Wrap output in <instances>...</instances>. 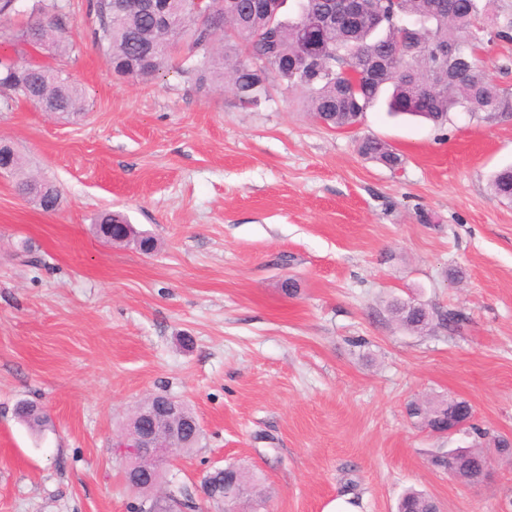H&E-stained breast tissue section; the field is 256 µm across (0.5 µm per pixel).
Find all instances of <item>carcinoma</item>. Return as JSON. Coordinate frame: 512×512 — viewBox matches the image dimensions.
I'll return each mask as SVG.
<instances>
[{"label":"carcinoma","mask_w":512,"mask_h":512,"mask_svg":"<svg viewBox=\"0 0 512 512\" xmlns=\"http://www.w3.org/2000/svg\"><path fill=\"white\" fill-rule=\"evenodd\" d=\"M295 18L283 20L258 8V0H207L197 11L177 0L167 24L147 11L144 0H89V14L95 17L93 44L109 60L119 77L148 82L171 66L174 53L187 45L189 54L201 57L196 69L199 86L227 84L242 109L259 106L269 96L268 87L281 82L306 93L307 110L330 129L357 125L363 112L387 90V107L426 119L436 126L448 121L456 108L482 121L512 118V90L487 76L478 65L477 51L483 43L512 41V11L502 0H367L370 22L357 28L336 23L313 43L311 55L300 49L298 25L304 20L329 13L336 0H294ZM66 5L60 0H31L25 21L15 26L0 24V42L34 48L66 51L70 43ZM446 48L448 59L439 65L433 52ZM0 110H8L16 98L45 104L53 112L77 115L81 92L69 76L33 58L0 61ZM360 153L395 169L402 159L387 143L366 137ZM42 180L25 176L17 180L16 191L34 201L42 210H56L58 190L39 194ZM491 193L512 202V167L496 172ZM98 236L107 234L106 224L120 237L127 223L119 214L105 212L98 217ZM392 317L408 330L423 333L435 327L447 328L458 315L422 304L394 301ZM457 402H412L408 416L424 428ZM18 417L39 429L48 422L44 412L32 415L24 405ZM489 459L483 448H441L431 457L433 465L448 475L472 483L474 473ZM229 478L227 491L238 493L234 507L239 512H258L262 501L245 505L257 482L243 468L231 464L225 475L206 476L210 481ZM127 481L154 484L142 495L153 499L165 492L181 497V504L195 507L193 497L179 489L163 490V476L148 469L127 473ZM397 512H439L434 499L410 489L397 504Z\"/></svg>","instance_id":"obj_1"}]
</instances>
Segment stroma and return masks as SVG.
<instances>
[{"mask_svg": "<svg viewBox=\"0 0 512 512\" xmlns=\"http://www.w3.org/2000/svg\"><path fill=\"white\" fill-rule=\"evenodd\" d=\"M87 4L67 0L66 53H35L78 84L83 113L0 112V141L60 192L46 212L0 174V512H130L117 444L157 393L203 428L162 465L188 488L236 463L263 512H323L342 494L395 512L410 488L441 512H512L511 461L494 457L475 485L427 463L512 439V203L489 188L512 164V119L455 111L440 128L380 101L336 131L298 89L242 109L229 88L198 86L184 48L153 81L119 78ZM365 136L401 165L363 157ZM106 209L155 251L97 237ZM395 300L463 320L413 333ZM450 398L483 438L407 414ZM22 400L44 430L15 418Z\"/></svg>", "mask_w": 512, "mask_h": 512, "instance_id": "obj_1", "label": "stroma"}]
</instances>
